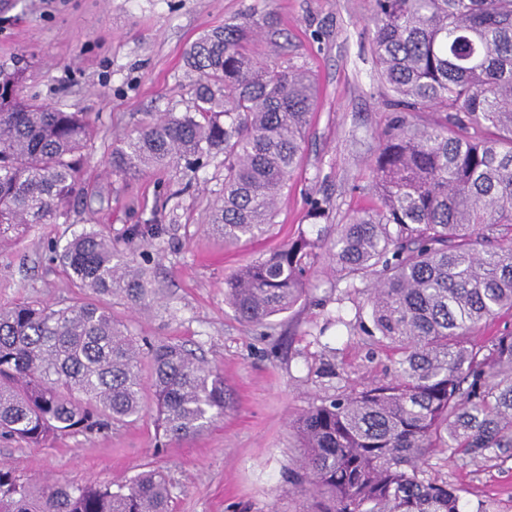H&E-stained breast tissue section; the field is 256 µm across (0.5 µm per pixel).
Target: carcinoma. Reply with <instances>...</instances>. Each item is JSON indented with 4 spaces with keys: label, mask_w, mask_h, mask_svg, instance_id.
Here are the masks:
<instances>
[{
    "label": "carcinoma",
    "mask_w": 512,
    "mask_h": 512,
    "mask_svg": "<svg viewBox=\"0 0 512 512\" xmlns=\"http://www.w3.org/2000/svg\"><path fill=\"white\" fill-rule=\"evenodd\" d=\"M372 54L390 111L370 167L374 204L308 219L348 294H367L376 342L397 355L389 380L309 408L294 422L312 512H462L457 490L420 477L434 448L455 460L512 450V331L470 336L512 314V0H372ZM273 17L226 21L194 41L192 109L167 112L112 146V174L197 172L224 155L210 227L226 245L263 236L301 166L316 87L305 65H270ZM433 112L417 124L412 117ZM94 142L84 112L26 92L0 72V241L70 214ZM157 224L129 230L131 252ZM314 243L288 241L225 283L239 320L263 325L308 288ZM79 288L142 306L146 269L89 230L51 247ZM149 368L168 442L224 416V377L182 345L151 344L100 304L0 307V437L31 444L138 418ZM170 484L145 470L110 484L22 479L0 464V512H169Z\"/></svg>",
    "instance_id": "cac0c4a2"
}]
</instances>
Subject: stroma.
Returning <instances> with one entry per match:
<instances>
[{
  "label": "stroma",
  "instance_id": "stroma-1",
  "mask_svg": "<svg viewBox=\"0 0 512 512\" xmlns=\"http://www.w3.org/2000/svg\"><path fill=\"white\" fill-rule=\"evenodd\" d=\"M266 12L281 34L263 43L265 59L306 64L318 98L274 224L259 240L227 247L208 226L224 182L222 158L189 182L171 171L117 177L108 157L143 123L191 108L196 75L183 61L190 43L226 20ZM370 16L371 0H0V69L26 63L27 91L97 120L85 190L68 222L36 224L0 243V305L90 298L48 244L94 230L123 250L131 225L154 221L163 233L146 249L156 292L150 309L132 310L117 296L99 302L133 335L192 350L223 375L231 397L223 418L182 442L160 443L150 406L137 421L92 433L37 445L0 439V463L27 479L79 484L156 469L171 484L172 512H307L294 421L322 398L391 375L395 357L353 325L367 298L335 287L325 256L314 258L306 293L266 326L237 319L225 283L283 242L316 238L306 218L310 199L329 198L339 223L369 205L370 164L388 115ZM338 313L345 325L334 323ZM420 469L454 486L463 512H512V457L466 465L438 452Z\"/></svg>",
  "mask_w": 512,
  "mask_h": 512
}]
</instances>
